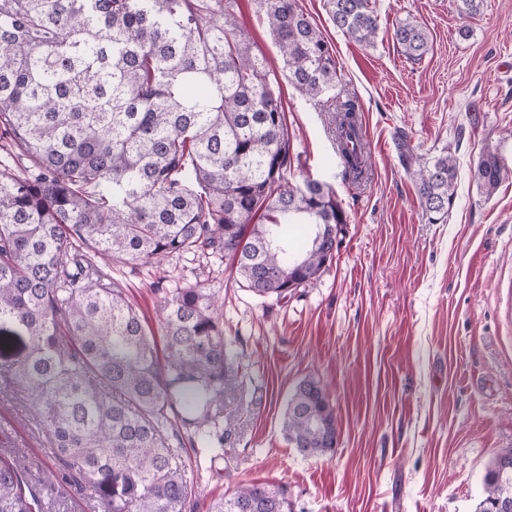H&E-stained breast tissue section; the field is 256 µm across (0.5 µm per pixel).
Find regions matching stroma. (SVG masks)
Wrapping results in <instances>:
<instances>
[{
  "label": "stroma",
  "mask_w": 512,
  "mask_h": 512,
  "mask_svg": "<svg viewBox=\"0 0 512 512\" xmlns=\"http://www.w3.org/2000/svg\"><path fill=\"white\" fill-rule=\"evenodd\" d=\"M331 44L342 74L337 99L357 97L371 167L357 184L334 159L328 102L301 95L257 0L239 21L279 71L276 89L299 161L288 185L316 179L348 215L331 267L260 298L230 262L178 258L162 266L113 265L112 275L152 330L172 282L216 292L234 354L225 414L236 421L224 458L196 479L194 512L241 481L286 489L293 512H474L481 476L512 448V0H376L378 35L361 46L331 23L325 0H299ZM424 25L429 51L416 63L390 38L398 21ZM416 154L456 159L454 205L429 223L399 159L398 133ZM497 152L508 175L492 195L473 170ZM319 381L336 414L333 454L299 456L281 430L286 401ZM50 441L26 398L0 399V456H25L59 512H89L88 491L51 478Z\"/></svg>",
  "instance_id": "stroma-1"
}]
</instances>
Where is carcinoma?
I'll return each instance as SVG.
<instances>
[{
	"label": "carcinoma",
	"instance_id": "carcinoma-1",
	"mask_svg": "<svg viewBox=\"0 0 512 512\" xmlns=\"http://www.w3.org/2000/svg\"><path fill=\"white\" fill-rule=\"evenodd\" d=\"M237 0H0V132L27 161L0 163V393L21 389L52 440V458L91 490L90 512H187L194 470L185 443L213 463L234 429L224 417L233 356L218 299L175 283L160 305L164 353L112 277L136 265L190 255L233 261L258 297L288 296L328 266L347 215L325 183L282 184L293 162L278 83L240 25ZM288 81L311 99L336 86L335 55L298 0H260ZM347 38L372 44L371 0H327ZM393 42L416 62L423 26L399 21ZM343 179L370 165L357 98L333 105ZM400 158L431 224L455 200L456 161L431 160L398 136ZM506 174L487 152L474 179L492 195ZM310 227L301 253L278 239ZM105 267H100L97 260ZM313 378L299 382L282 418L303 457L334 453L336 415ZM188 438H183V435ZM512 448L482 475L476 512L512 504ZM20 457L0 461V512H44ZM284 491L241 483L209 512H290Z\"/></svg>",
	"mask_w": 512,
	"mask_h": 512
}]
</instances>
